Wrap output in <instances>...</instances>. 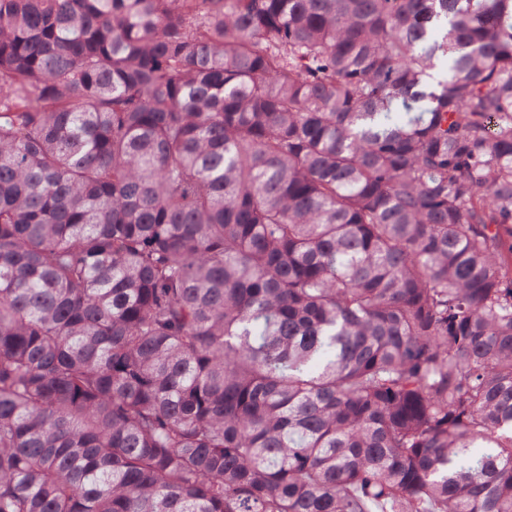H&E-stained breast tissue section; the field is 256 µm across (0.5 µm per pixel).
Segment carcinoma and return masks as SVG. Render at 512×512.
<instances>
[{"instance_id": "obj_1", "label": "carcinoma", "mask_w": 512, "mask_h": 512, "mask_svg": "<svg viewBox=\"0 0 512 512\" xmlns=\"http://www.w3.org/2000/svg\"><path fill=\"white\" fill-rule=\"evenodd\" d=\"M0 80V512H512V0H0Z\"/></svg>"}]
</instances>
